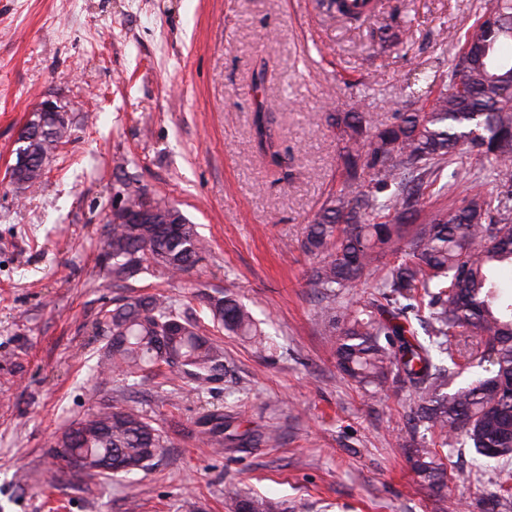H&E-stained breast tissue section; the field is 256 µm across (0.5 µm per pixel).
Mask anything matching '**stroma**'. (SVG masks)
<instances>
[{"label":"stroma","instance_id":"stroma-1","mask_svg":"<svg viewBox=\"0 0 512 512\" xmlns=\"http://www.w3.org/2000/svg\"><path fill=\"white\" fill-rule=\"evenodd\" d=\"M393 37L377 24L330 16L326 0H0V512H228L244 491L288 512H512V460L445 450L448 497L421 486L407 460L412 396L363 394L344 378L316 325L301 241L341 182L343 142L325 120L365 103L370 127L405 102L431 105L454 67L455 40L488 0H405ZM266 67L264 86L252 74ZM71 137L41 186L19 195L5 173L44 98ZM293 161L267 164L251 128L264 99ZM427 199L447 210L474 185L492 191L474 159ZM179 207L209 243L175 280L143 273L131 286L203 309L198 284L251 309L263 347L218 339L224 368L197 387L162 368L102 378L96 320L127 290L109 287L101 259L119 171ZM136 405L165 440L145 473L73 478L52 441L101 404ZM231 420L240 442L213 448L198 420ZM277 442L264 443L268 432ZM507 476L506 487L491 473Z\"/></svg>","mask_w":512,"mask_h":512}]
</instances>
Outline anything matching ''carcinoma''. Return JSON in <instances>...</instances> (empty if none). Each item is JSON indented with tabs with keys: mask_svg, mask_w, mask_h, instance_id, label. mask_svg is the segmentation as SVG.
Wrapping results in <instances>:
<instances>
[{
	"mask_svg": "<svg viewBox=\"0 0 512 512\" xmlns=\"http://www.w3.org/2000/svg\"><path fill=\"white\" fill-rule=\"evenodd\" d=\"M499 24L482 13L467 30L461 55L427 110L407 108L382 128H367L356 102L344 115L326 114L347 136L340 156L342 187L327 195L302 241L316 258L308 284L318 299L317 324L335 337L332 350L343 375L373 397L388 386L406 390L418 403L411 418L409 460L420 483L437 495L447 486L440 450L466 445L487 460L512 458V0H490ZM259 104L254 134L269 165L283 170L291 160L280 145L274 112ZM70 137L69 121L46 123L31 135L32 165L18 178L38 186L42 160ZM460 154L478 161L497 187L469 189L446 212H432L415 225L399 256L381 262L399 224L423 211L436 194V172ZM143 219H125L126 204ZM209 246L182 211L149 193L136 180L119 181L101 261L112 280L137 274L169 278L198 265ZM366 271L377 273L369 300L342 303ZM213 327L236 336H256L252 311L231 293L198 291ZM108 337L100 374L135 373L159 363L199 385L224 367V352L198 321L182 314L171 297L131 295L104 312ZM426 327L428 339L418 327ZM470 379L456 382L462 373ZM201 434L224 446L229 425L211 412ZM64 459L84 460L78 475L125 477L149 469L163 448L162 436L133 404L103 405L62 433ZM231 512H286L270 497L237 494Z\"/></svg>",
	"mask_w": 512,
	"mask_h": 512,
	"instance_id": "cac0c4a2",
	"label": "carcinoma"
}]
</instances>
